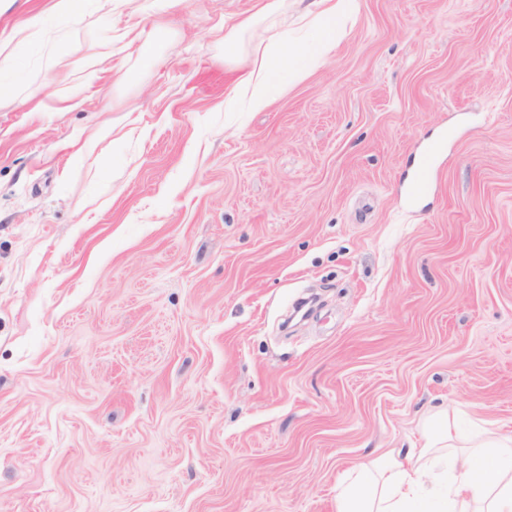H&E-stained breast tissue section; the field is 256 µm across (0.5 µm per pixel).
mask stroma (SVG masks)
Here are the masks:
<instances>
[{"mask_svg":"<svg viewBox=\"0 0 512 512\" xmlns=\"http://www.w3.org/2000/svg\"><path fill=\"white\" fill-rule=\"evenodd\" d=\"M255 3L153 60L94 8L0 72V512H336L426 409L512 430V0H357L228 112ZM256 11L247 17L224 15V61L230 60L236 64L239 61L238 47L243 43V37L256 23L261 20L274 19L287 7V0H258Z\"/></svg>","mask_w":512,"mask_h":512,"instance_id":"1","label":"stroma"}]
</instances>
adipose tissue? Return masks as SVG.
<instances>
[{
    "label": "adipose tissue",
    "instance_id": "ef3b65f1",
    "mask_svg": "<svg viewBox=\"0 0 512 512\" xmlns=\"http://www.w3.org/2000/svg\"><path fill=\"white\" fill-rule=\"evenodd\" d=\"M106 2L126 47L151 54L143 21L131 20L126 11L128 0ZM286 6L287 0H257L252 15L223 20L224 57L242 69L234 101L246 110L266 109L276 93L307 76L310 61L329 57L356 0H314L302 18L314 34L308 53L296 50L283 31L240 58L246 32ZM336 512H512V431L482 427L463 433L452 410L432 408L421 418L417 446L367 456L346 472L336 486Z\"/></svg>",
    "mask_w": 512,
    "mask_h": 512
}]
</instances>
